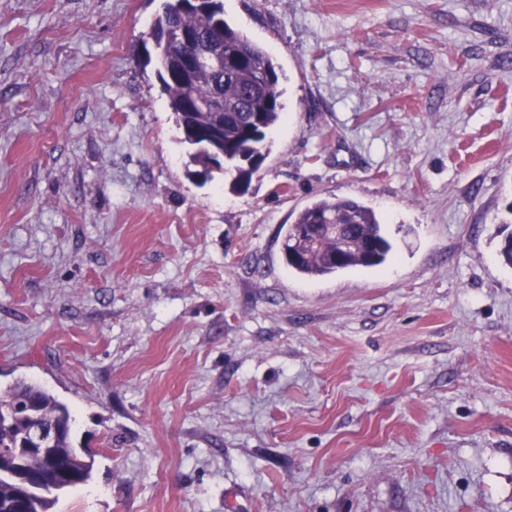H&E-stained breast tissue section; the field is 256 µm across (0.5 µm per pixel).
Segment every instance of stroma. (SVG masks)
<instances>
[{
	"mask_svg": "<svg viewBox=\"0 0 512 512\" xmlns=\"http://www.w3.org/2000/svg\"><path fill=\"white\" fill-rule=\"evenodd\" d=\"M163 0H0V391L66 404L54 512H512V0H224L287 119L249 190L188 174ZM387 266L307 278L321 196ZM319 219L333 224H316ZM306 224H315L305 240L297 236ZM354 236L348 245L344 260L333 259L340 247L336 240L328 237L317 241L320 234H330L346 241L350 232ZM384 222L371 207L351 198L327 197L314 200L297 215L294 224H289L283 240V254L289 268L304 277H325L352 268L382 266L388 262L392 245L386 238ZM305 241L317 244L308 246ZM289 250V255H288ZM291 251H294V257Z\"/></svg>",
	"mask_w": 512,
	"mask_h": 512,
	"instance_id": "obj_1",
	"label": "stroma"
}]
</instances>
